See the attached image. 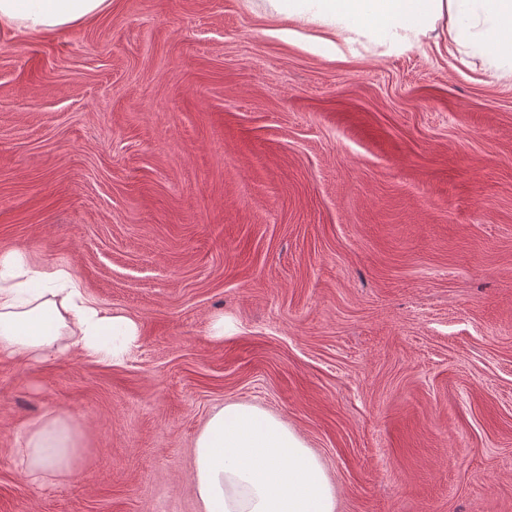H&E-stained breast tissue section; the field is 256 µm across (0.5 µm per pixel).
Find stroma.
<instances>
[{
  "instance_id": "stroma-1",
  "label": "stroma",
  "mask_w": 512,
  "mask_h": 512,
  "mask_svg": "<svg viewBox=\"0 0 512 512\" xmlns=\"http://www.w3.org/2000/svg\"><path fill=\"white\" fill-rule=\"evenodd\" d=\"M9 252L141 336L0 356V512H200L194 440L232 402L304 439L336 512H512V73L442 32L348 48L265 0L0 30ZM50 409L79 479L14 464Z\"/></svg>"
}]
</instances>
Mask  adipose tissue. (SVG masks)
Segmentation results:
<instances>
[{"instance_id": "obj_1", "label": "adipose tissue", "mask_w": 512, "mask_h": 512, "mask_svg": "<svg viewBox=\"0 0 512 512\" xmlns=\"http://www.w3.org/2000/svg\"><path fill=\"white\" fill-rule=\"evenodd\" d=\"M272 15L320 24L352 45L375 39L422 46L436 29L453 44L477 43L512 67V0H267ZM112 0H0V29L51 33L108 12ZM140 326L89 301L66 268L0 257V354L28 363L77 351L122 361ZM77 434L49 410L25 429L17 461L34 482L69 478ZM193 481L201 512H335L336 498L310 448L277 416L230 403L215 410L195 441Z\"/></svg>"}]
</instances>
